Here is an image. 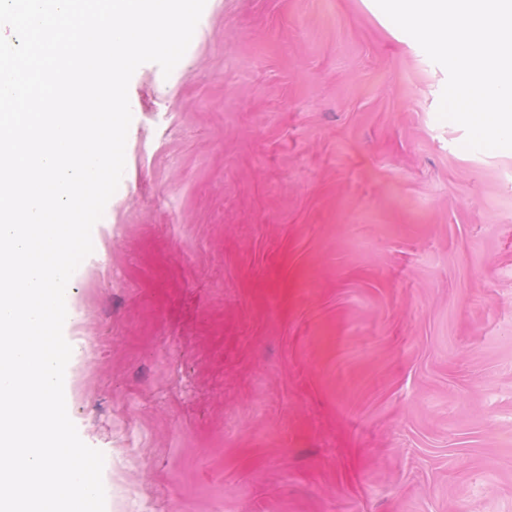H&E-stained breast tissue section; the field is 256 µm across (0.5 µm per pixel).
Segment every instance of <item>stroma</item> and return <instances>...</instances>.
<instances>
[{"label":"stroma","instance_id":"obj_1","mask_svg":"<svg viewBox=\"0 0 512 512\" xmlns=\"http://www.w3.org/2000/svg\"><path fill=\"white\" fill-rule=\"evenodd\" d=\"M363 0H206L75 277L106 512H512V150Z\"/></svg>","mask_w":512,"mask_h":512}]
</instances>
